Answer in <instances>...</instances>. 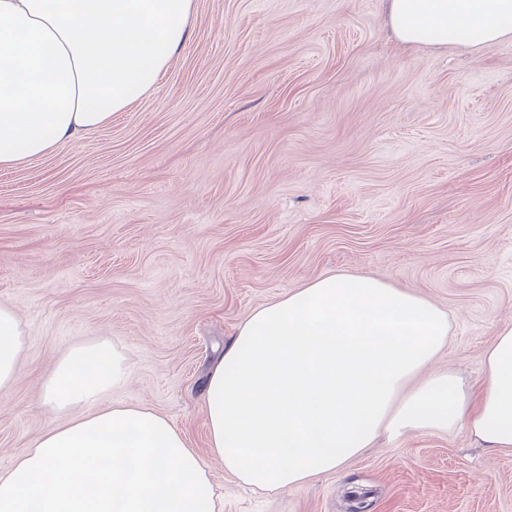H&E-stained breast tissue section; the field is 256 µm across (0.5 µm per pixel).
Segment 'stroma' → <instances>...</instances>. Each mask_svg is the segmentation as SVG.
<instances>
[{
	"label": "stroma",
	"instance_id": "35a3bbf8",
	"mask_svg": "<svg viewBox=\"0 0 512 512\" xmlns=\"http://www.w3.org/2000/svg\"><path fill=\"white\" fill-rule=\"evenodd\" d=\"M155 88L93 136L0 169V304L23 332L0 471L52 423L42 385L105 340L126 382L92 411L165 416L221 512H512V451L468 431L377 440L288 489L211 456L205 375L254 308L368 274L448 313L432 370L482 380L512 325V42L406 47L383 0H194Z\"/></svg>",
	"mask_w": 512,
	"mask_h": 512
}]
</instances>
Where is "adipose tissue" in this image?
Here are the masks:
<instances>
[{
    "label": "adipose tissue",
    "instance_id": "ef3b65f1",
    "mask_svg": "<svg viewBox=\"0 0 512 512\" xmlns=\"http://www.w3.org/2000/svg\"><path fill=\"white\" fill-rule=\"evenodd\" d=\"M393 35L481 49L512 40V0H386ZM193 0H0V169L94 134L154 89L190 37ZM448 314L381 279L336 273L253 309L210 367L209 450L265 490L335 472L376 439L467 429L512 451V327L481 389L428 372ZM22 330L0 304V390L17 378ZM108 342L73 346L42 387L49 426L0 472V512H216L207 467L170 421L139 406L91 415L126 379Z\"/></svg>",
    "mask_w": 512,
    "mask_h": 512
}]
</instances>
